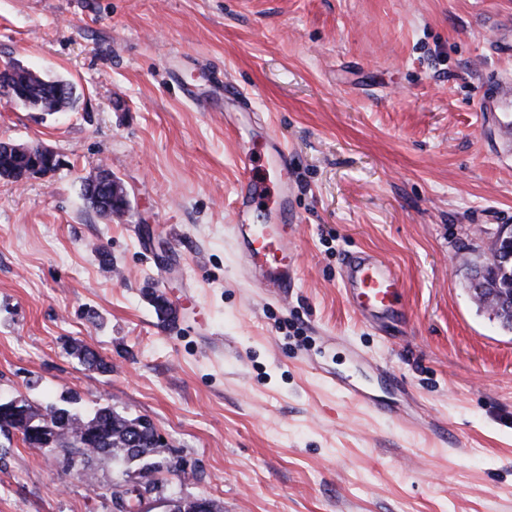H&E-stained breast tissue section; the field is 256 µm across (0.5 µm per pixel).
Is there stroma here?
I'll use <instances>...</instances> for the list:
<instances>
[{
  "instance_id": "stroma-1",
  "label": "stroma",
  "mask_w": 512,
  "mask_h": 512,
  "mask_svg": "<svg viewBox=\"0 0 512 512\" xmlns=\"http://www.w3.org/2000/svg\"><path fill=\"white\" fill-rule=\"evenodd\" d=\"M510 33L512 0H0V65L78 93L53 114L0 94V139L58 160L0 179V400L148 418L168 495L223 512H512V332L466 266L512 224V132L479 104L512 83ZM275 142L284 299L229 231L240 148ZM102 165L127 191L109 220L82 195ZM361 250L399 270L402 311L354 310ZM128 470L90 480L0 432V512H112Z\"/></svg>"
}]
</instances>
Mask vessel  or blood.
Masks as SVG:
<instances>
[{
    "mask_svg": "<svg viewBox=\"0 0 512 512\" xmlns=\"http://www.w3.org/2000/svg\"><path fill=\"white\" fill-rule=\"evenodd\" d=\"M241 162L237 222L231 227L232 238L255 285L282 296L293 287L297 276L287 226L291 196L288 157L284 152H277L274 174L261 181L254 177L256 159L251 152H243ZM262 204L269 212L267 223L251 222V213ZM341 281L355 311L363 315L392 314L402 298L399 271L379 255L366 251L349 255Z\"/></svg>",
    "mask_w": 512,
    "mask_h": 512,
    "instance_id": "b4317fda",
    "label": "vessel or blood"
}]
</instances>
